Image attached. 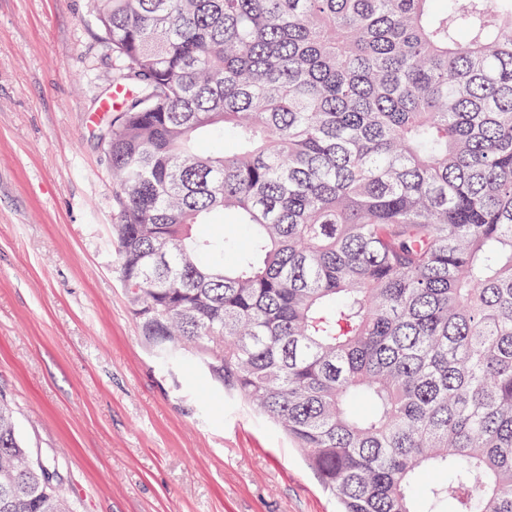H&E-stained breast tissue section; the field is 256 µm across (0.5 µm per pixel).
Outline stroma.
Here are the masks:
<instances>
[{"instance_id":"obj_1","label":"stroma","mask_w":512,"mask_h":512,"mask_svg":"<svg viewBox=\"0 0 512 512\" xmlns=\"http://www.w3.org/2000/svg\"><path fill=\"white\" fill-rule=\"evenodd\" d=\"M91 0H0V390L78 512H336L282 430L142 343L115 272Z\"/></svg>"}]
</instances>
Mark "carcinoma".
<instances>
[{
	"label": "carcinoma",
	"instance_id": "1",
	"mask_svg": "<svg viewBox=\"0 0 512 512\" xmlns=\"http://www.w3.org/2000/svg\"><path fill=\"white\" fill-rule=\"evenodd\" d=\"M92 2L142 340L340 512H512V0ZM226 213L241 249L195 233ZM0 512H77L1 395Z\"/></svg>",
	"mask_w": 512,
	"mask_h": 512
}]
</instances>
